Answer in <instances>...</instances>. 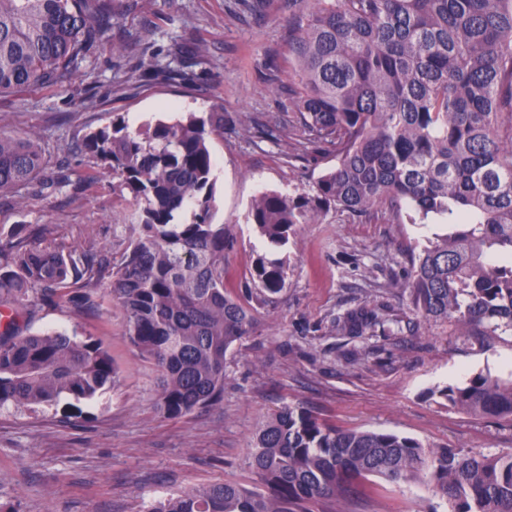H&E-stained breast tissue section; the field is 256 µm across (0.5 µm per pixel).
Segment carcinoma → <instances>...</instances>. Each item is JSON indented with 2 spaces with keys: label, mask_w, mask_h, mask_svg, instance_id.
Listing matches in <instances>:
<instances>
[{
  "label": "carcinoma",
  "mask_w": 512,
  "mask_h": 512,
  "mask_svg": "<svg viewBox=\"0 0 512 512\" xmlns=\"http://www.w3.org/2000/svg\"><path fill=\"white\" fill-rule=\"evenodd\" d=\"M288 96L276 130L298 133L302 153L334 165L295 194L261 192L248 219L282 248L296 224L329 213L389 224L447 225L411 255L397 284L418 319L443 321L465 341L512 337V0H287ZM113 0H0V94L67 82L85 46L109 29ZM224 113H188L131 133L120 120L84 148L112 168L134 206L138 232L116 271L98 250L77 256L54 224H15L0 244V406L91 399L117 368L77 333L23 334L32 297L83 311L101 306L99 281L123 310L126 336L161 372L156 405L177 418L221 401L227 353L254 328V309L224 287V225L211 221L210 133ZM50 163L34 136L0 132V193L33 185L87 191ZM194 207L189 223L180 213ZM254 282L269 298L285 287V260L259 256ZM375 304L336 320L361 336L386 322ZM475 417L512 421V377L478 373L431 392ZM250 486L226 480L169 493L146 512H351L369 478L420 483L448 512H512V453L462 455L386 431L341 428L285 404L258 428L245 459Z\"/></svg>",
  "instance_id": "obj_1"
}]
</instances>
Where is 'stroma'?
Instances as JSON below:
<instances>
[{
  "label": "stroma",
  "mask_w": 512,
  "mask_h": 512,
  "mask_svg": "<svg viewBox=\"0 0 512 512\" xmlns=\"http://www.w3.org/2000/svg\"><path fill=\"white\" fill-rule=\"evenodd\" d=\"M106 39L88 44L77 79L0 95V131L36 135L54 164L100 182L83 191L0 193V228L55 224L65 250L95 243L120 264L130 240L127 192L107 163L83 147L86 136L122 119L135 132L185 112L224 115L209 137L215 183L214 223L231 239L224 253L226 287L254 308L255 331L228 352L224 399L181 418L155 409L159 372L126 336L122 309L96 312L37 303L30 331H77L100 340L118 369L116 387L89 401L0 406V512H145L155 498L224 480L250 482L243 467L258 425L285 404L346 428L385 430L463 453H512V423L448 407L435 389L477 373L512 374V341L465 343L451 326H416L395 284L411 252L444 233L440 224H390L327 216L295 225L279 252L284 290L273 302L246 294L266 248L247 219L263 191L309 188L325 159L292 158L295 139L263 135L258 122L282 112L269 62L288 68L283 40L288 10L270 0L253 19L240 0H116ZM384 303L391 330L361 336L336 332V317L371 301ZM355 512H431L437 499L421 485L372 478Z\"/></svg>",
  "instance_id": "1"
}]
</instances>
